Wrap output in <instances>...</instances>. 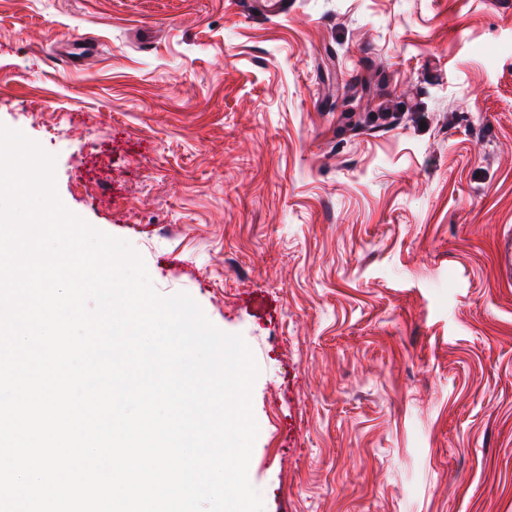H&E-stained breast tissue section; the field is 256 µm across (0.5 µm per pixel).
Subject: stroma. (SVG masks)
<instances>
[{
    "mask_svg": "<svg viewBox=\"0 0 512 512\" xmlns=\"http://www.w3.org/2000/svg\"><path fill=\"white\" fill-rule=\"evenodd\" d=\"M0 125L242 335L265 512H512V0H0Z\"/></svg>",
    "mask_w": 512,
    "mask_h": 512,
    "instance_id": "stroma-1",
    "label": "stroma"
}]
</instances>
